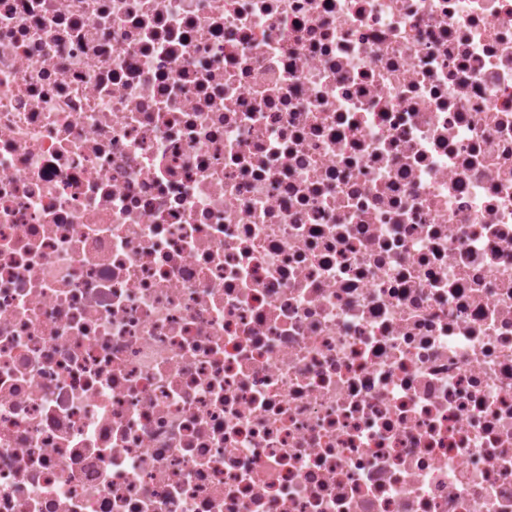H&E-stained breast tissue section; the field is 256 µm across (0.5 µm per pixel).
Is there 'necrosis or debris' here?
I'll use <instances>...</instances> for the list:
<instances>
[{
  "label": "necrosis or debris",
  "instance_id": "4bbe7bcc",
  "mask_svg": "<svg viewBox=\"0 0 512 512\" xmlns=\"http://www.w3.org/2000/svg\"><path fill=\"white\" fill-rule=\"evenodd\" d=\"M0 512H512V0H0Z\"/></svg>",
  "mask_w": 512,
  "mask_h": 512
}]
</instances>
